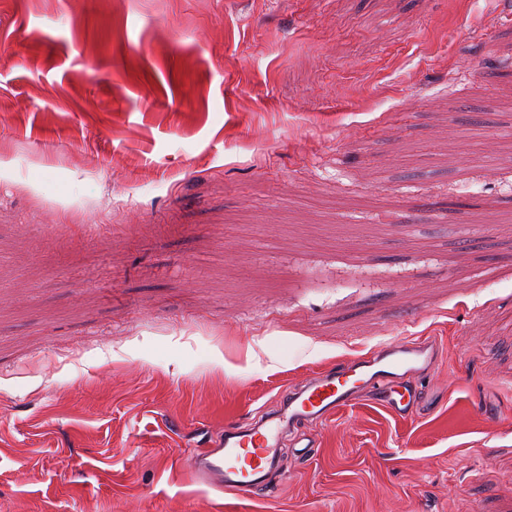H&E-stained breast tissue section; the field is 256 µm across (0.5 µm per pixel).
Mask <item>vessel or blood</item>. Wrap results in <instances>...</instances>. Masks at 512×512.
I'll use <instances>...</instances> for the list:
<instances>
[{
  "label": "vessel or blood",
  "mask_w": 512,
  "mask_h": 512,
  "mask_svg": "<svg viewBox=\"0 0 512 512\" xmlns=\"http://www.w3.org/2000/svg\"><path fill=\"white\" fill-rule=\"evenodd\" d=\"M433 357L429 344L390 341L375 355L286 393L274 414L246 425L225 426L215 447L189 456V469L199 482L219 492L241 496L268 493L280 472L281 436L289 426L326 420L365 388L393 409L410 411L421 396L409 379L419 365L430 363Z\"/></svg>",
  "instance_id": "obj_1"
}]
</instances>
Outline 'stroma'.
<instances>
[{"instance_id":"1","label":"stroma","mask_w":512,"mask_h":512,"mask_svg":"<svg viewBox=\"0 0 512 512\" xmlns=\"http://www.w3.org/2000/svg\"><path fill=\"white\" fill-rule=\"evenodd\" d=\"M401 337L412 412L191 482ZM0 512H512L501 0H0ZM428 343L392 340L377 353L336 372L316 377L286 393L278 410L246 425H227L214 448L194 451L189 470L207 487L241 496L268 493L280 472L281 436L300 421H323L347 405L364 388L401 412L418 405L421 393L409 383L418 366L430 363Z\"/></svg>"}]
</instances>
